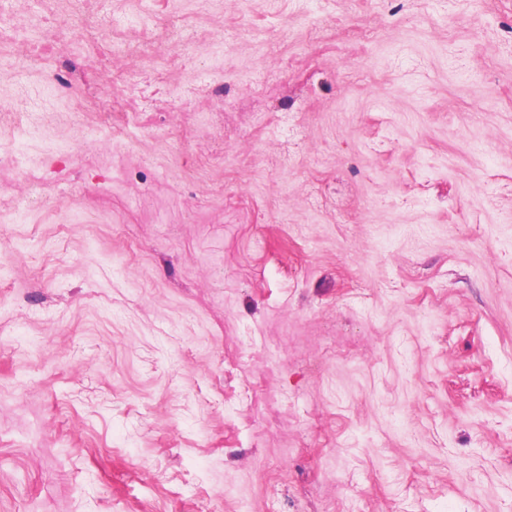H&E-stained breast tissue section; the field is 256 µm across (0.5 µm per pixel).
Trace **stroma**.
I'll return each instance as SVG.
<instances>
[{
    "mask_svg": "<svg viewBox=\"0 0 512 512\" xmlns=\"http://www.w3.org/2000/svg\"><path fill=\"white\" fill-rule=\"evenodd\" d=\"M10 14L0 512H512V0Z\"/></svg>",
    "mask_w": 512,
    "mask_h": 512,
    "instance_id": "35a3bbf8",
    "label": "stroma"
}]
</instances>
